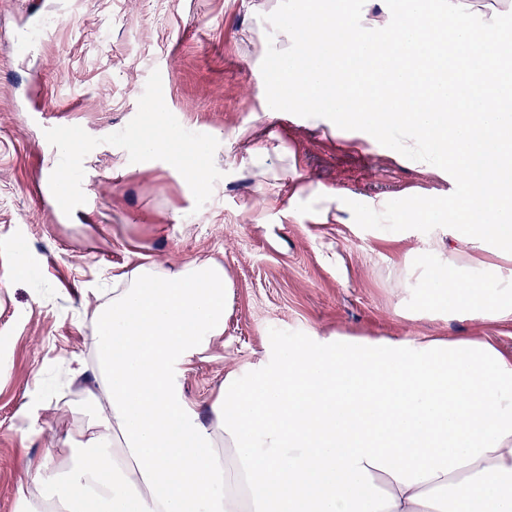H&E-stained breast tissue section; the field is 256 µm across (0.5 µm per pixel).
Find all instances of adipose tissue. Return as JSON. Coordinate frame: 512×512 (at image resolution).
Returning <instances> with one entry per match:
<instances>
[{"instance_id": "1", "label": "adipose tissue", "mask_w": 512, "mask_h": 512, "mask_svg": "<svg viewBox=\"0 0 512 512\" xmlns=\"http://www.w3.org/2000/svg\"><path fill=\"white\" fill-rule=\"evenodd\" d=\"M231 295L211 260L113 287L85 446L63 476L44 456L19 512H512V353L317 336L249 378L227 371L206 426L181 379Z\"/></svg>"}]
</instances>
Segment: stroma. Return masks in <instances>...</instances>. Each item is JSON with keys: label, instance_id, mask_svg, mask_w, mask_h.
Segmentation results:
<instances>
[{"label": "stroma", "instance_id": "1", "mask_svg": "<svg viewBox=\"0 0 512 512\" xmlns=\"http://www.w3.org/2000/svg\"><path fill=\"white\" fill-rule=\"evenodd\" d=\"M280 0H0V512H16L27 464L66 460L82 439L93 372L92 327L112 283L141 264H223L233 285L221 338L197 355L186 397L211 421L209 400L227 368L249 372L268 352L340 334L488 336L512 349V320L412 311L406 304L425 253L448 257V231L364 230L315 223L336 189L354 201L442 197L454 180L422 173L362 131L272 110L260 65L286 33L267 22ZM54 35L24 51L12 43L40 20ZM186 132L204 133L202 172L189 178L137 137L164 136L141 111L155 69ZM48 113L82 130L76 159L89 186L77 212L55 213L35 186L47 179ZM253 128L251 144L238 138ZM276 177L258 186L259 162ZM305 193L297 205L294 186Z\"/></svg>", "mask_w": 512, "mask_h": 512}]
</instances>
